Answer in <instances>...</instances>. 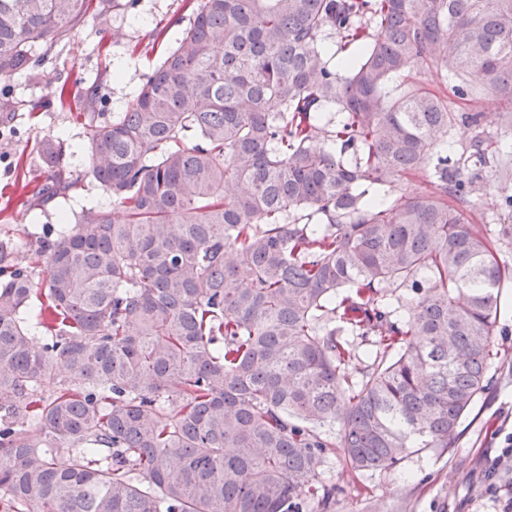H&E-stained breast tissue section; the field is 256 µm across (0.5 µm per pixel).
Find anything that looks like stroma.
I'll return each mask as SVG.
<instances>
[{
    "label": "stroma",
    "mask_w": 512,
    "mask_h": 512,
    "mask_svg": "<svg viewBox=\"0 0 512 512\" xmlns=\"http://www.w3.org/2000/svg\"><path fill=\"white\" fill-rule=\"evenodd\" d=\"M192 16L186 0H135L107 20L88 19L75 27L65 46L41 53L34 76L0 80V249L27 266L43 286L46 265L40 242L55 237L64 219H78L112 198L87 176L89 118L110 121L158 63L163 49L158 30L174 40ZM99 84L101 100L84 107L85 90ZM67 102H60L59 89ZM38 111H30L31 103ZM56 140L65 147L64 170L77 177L68 196L40 206L32 194L50 177L38 146ZM485 191L474 198V220L497 211L512 193V165L484 170ZM495 338L498 354L488 370L489 388L460 427L454 448L409 455L394 470L349 472L339 456L329 458L322 480L336 488L333 512H512V288L502 297Z\"/></svg>",
    "instance_id": "stroma-1"
}]
</instances>
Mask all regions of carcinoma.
Here are the masks:
<instances>
[{"label": "carcinoma", "mask_w": 512, "mask_h": 512, "mask_svg": "<svg viewBox=\"0 0 512 512\" xmlns=\"http://www.w3.org/2000/svg\"><path fill=\"white\" fill-rule=\"evenodd\" d=\"M188 2L124 111L87 124L118 213L42 241L41 288L0 251V493L28 512H331L330 456L445 452L489 386L512 224L467 207L512 158V0ZM126 5L0 0V79ZM431 70L498 95L497 131L410 82ZM463 120L453 159L435 136ZM39 153L35 200L65 196L62 148Z\"/></svg>", "instance_id": "1"}]
</instances>
